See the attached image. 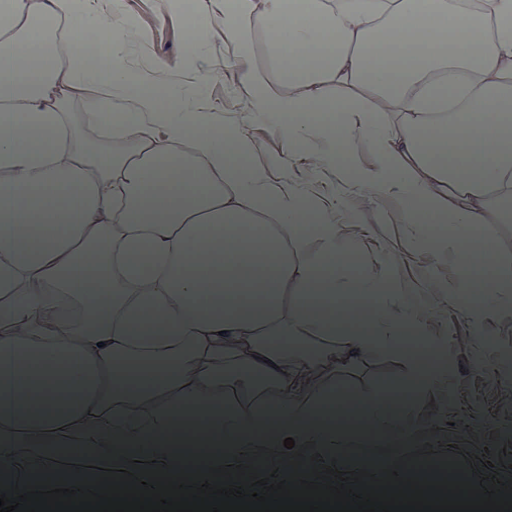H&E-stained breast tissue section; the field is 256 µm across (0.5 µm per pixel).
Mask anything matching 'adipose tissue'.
<instances>
[{"label":"adipose tissue","mask_w":512,"mask_h":512,"mask_svg":"<svg viewBox=\"0 0 512 512\" xmlns=\"http://www.w3.org/2000/svg\"><path fill=\"white\" fill-rule=\"evenodd\" d=\"M482 4L303 0L297 14L230 0L224 13L250 60L240 82L281 135L344 156L369 142L374 164L344 176L361 219L391 220L373 204L394 196L401 243L447 265L420 288L333 206L243 168V129L134 90L97 0H0L1 494L261 479L358 494L383 471L407 492L389 451L447 455L462 390L428 314L512 311V0ZM47 20L68 45L36 69L26 48ZM75 98L84 111H68ZM130 358L148 370L136 384L116 370ZM394 364L414 389L396 410L373 386ZM335 383L351 394L318 417ZM225 399L233 417H202ZM200 431L225 434L223 452L176 459L173 440Z\"/></svg>","instance_id":"ef3b65f1"}]
</instances>
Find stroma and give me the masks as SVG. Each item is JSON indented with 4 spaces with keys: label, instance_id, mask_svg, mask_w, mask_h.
<instances>
[{
    "label": "stroma",
    "instance_id": "35a3bbf8",
    "mask_svg": "<svg viewBox=\"0 0 512 512\" xmlns=\"http://www.w3.org/2000/svg\"><path fill=\"white\" fill-rule=\"evenodd\" d=\"M105 13L114 31L137 33L126 50L133 78L164 62L179 88L174 107L193 100L214 105L224 125L246 129L259 144L261 151L251 158L252 166L264 168L274 181L285 177L304 189L318 185L321 198L337 201L338 223H354L358 202L347 193L340 171L346 158L317 171L306 158L286 171L277 166V158L287 154L290 145L272 121L254 111L248 91L238 83L248 61L224 39V0H211L204 11L189 14L180 11L175 0H120L118 8H106ZM435 323L454 351L458 373L477 376L466 396L469 409L459 427V445L485 448L487 461L496 465L498 482L510 481L512 468L501 462L499 451L512 448V434L504 432L512 424V313L487 321L466 305L455 304L439 310ZM480 331L494 339L482 354L476 353L474 341Z\"/></svg>",
    "mask_w": 512,
    "mask_h": 512
}]
</instances>
